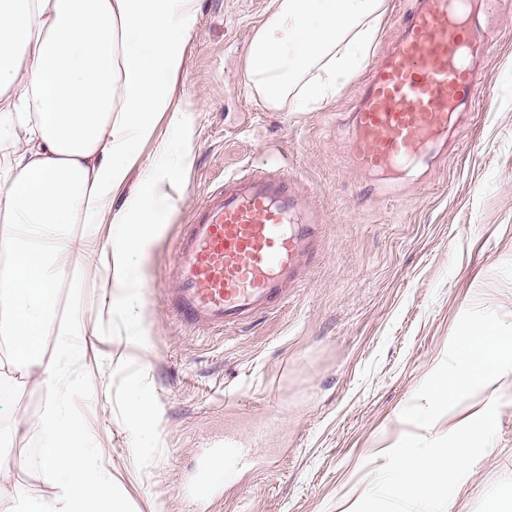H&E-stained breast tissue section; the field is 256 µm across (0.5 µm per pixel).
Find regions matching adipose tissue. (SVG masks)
Returning <instances> with one entry per match:
<instances>
[{"label": "adipose tissue", "instance_id": "1", "mask_svg": "<svg viewBox=\"0 0 512 512\" xmlns=\"http://www.w3.org/2000/svg\"><path fill=\"white\" fill-rule=\"evenodd\" d=\"M386 0H272L245 57V74L272 110L307 112L335 97L367 60ZM200 0H0V337L13 365L37 380L49 408L36 422L44 475L55 488L45 498L0 472V512H125L83 416L73 407L74 376L82 372L94 334L82 310L54 327L62 281L82 287L96 271L110 296L98 322L120 315L125 344L143 351L149 326L142 303L153 244L176 212L193 162L195 109L173 102ZM168 115L176 147H161L154 163H139L138 147ZM139 186L124 187L132 169ZM111 225L110 246L70 227ZM58 330L57 351L42 339ZM512 342L481 325L457 377L440 372L430 397L462 398L464 381L504 375L497 353ZM484 430L435 455L407 451L384 486L422 512H441L444 476L489 454Z\"/></svg>", "mask_w": 512, "mask_h": 512}]
</instances>
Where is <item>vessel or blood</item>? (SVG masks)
<instances>
[{
	"instance_id": "b4317fda",
	"label": "vessel or blood",
	"mask_w": 512,
	"mask_h": 512,
	"mask_svg": "<svg viewBox=\"0 0 512 512\" xmlns=\"http://www.w3.org/2000/svg\"><path fill=\"white\" fill-rule=\"evenodd\" d=\"M465 0H421L403 18L393 53L364 79L352 122L356 163L369 172L402 165L444 141L448 112L478 98L467 62L474 39ZM324 237L323 216L297 175H226L173 244L171 302L182 325L221 330L271 313L302 286ZM215 456L233 475L243 456L225 437Z\"/></svg>"
}]
</instances>
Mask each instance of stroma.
I'll return each instance as SVG.
<instances>
[{"label":"stroma","instance_id":"stroma-1","mask_svg":"<svg viewBox=\"0 0 512 512\" xmlns=\"http://www.w3.org/2000/svg\"><path fill=\"white\" fill-rule=\"evenodd\" d=\"M419 0H388L377 64ZM477 34L468 63L482 77L473 107L451 109L448 141L390 174L361 171L351 113L353 76L311 112L274 111L251 91L243 56L271 0H201L175 102L198 105L194 163L178 210L156 241L142 300L147 351L120 330L93 339L79 403L128 512H419L381 494L405 450L438 453L473 428L494 449L449 470L451 512H512V374L471 385L455 403H426L438 369L456 374L478 324L512 336V5L469 0ZM283 166L313 192L325 239L302 287L273 314L222 331L185 328L167 305L172 241L225 173ZM98 283L61 285L55 324L95 313ZM0 339V467L49 497L34 427L47 407L35 381L11 368ZM158 411L137 442L123 399L140 376ZM247 443L232 483L208 465L211 442ZM210 493L188 498L200 477Z\"/></svg>","mask_w":512,"mask_h":512}]
</instances>
